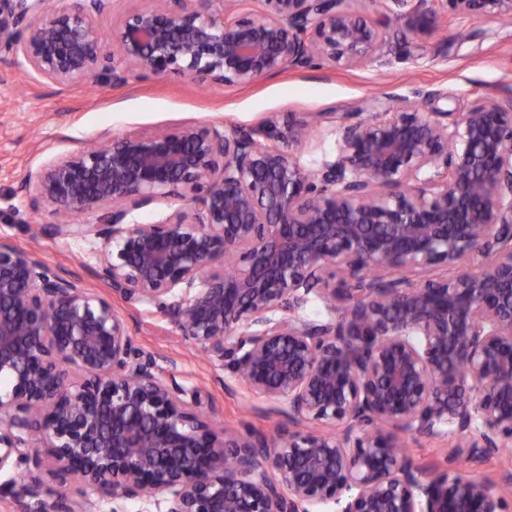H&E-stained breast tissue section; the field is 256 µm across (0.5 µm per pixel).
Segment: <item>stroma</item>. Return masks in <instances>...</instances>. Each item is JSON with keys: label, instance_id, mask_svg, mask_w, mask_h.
<instances>
[{"label": "stroma", "instance_id": "stroma-1", "mask_svg": "<svg viewBox=\"0 0 512 512\" xmlns=\"http://www.w3.org/2000/svg\"><path fill=\"white\" fill-rule=\"evenodd\" d=\"M371 18L384 19L391 62L341 69L329 65L294 68L246 86L200 85L170 74L160 79L129 78L113 86L90 83L66 89L35 82L0 62V241L34 251L62 275L98 287L96 240L52 239L40 232L47 212H34L17 187L36 172L53 143L56 152L88 147L104 132L122 136L183 124L243 125L275 112L383 111L386 98H409L420 107L464 112L482 97L512 96V17L478 22L441 19L434 35L414 38L401 8L387 9L367 0ZM132 336L143 349L159 355L160 364L178 382L198 390L205 411L226 429L274 435L288 424L285 404L250 392L228 369L210 362L182 340L176 328L153 309L122 308ZM416 465L499 476L498 460L457 457L449 442L427 437L405 440Z\"/></svg>", "mask_w": 512, "mask_h": 512}]
</instances>
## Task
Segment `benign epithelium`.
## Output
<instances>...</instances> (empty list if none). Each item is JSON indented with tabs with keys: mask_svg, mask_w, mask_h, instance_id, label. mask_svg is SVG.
<instances>
[{
	"mask_svg": "<svg viewBox=\"0 0 512 512\" xmlns=\"http://www.w3.org/2000/svg\"><path fill=\"white\" fill-rule=\"evenodd\" d=\"M0 0V60L60 88L132 75L248 85L315 62H382L383 29L351 0ZM484 22L512 0H437ZM417 37L439 14L404 13ZM315 113L338 151L301 161L312 123L186 125L52 155L18 191L42 233L102 241L112 298L0 243V472L20 512H90L88 494L163 512H506L498 479L413 464L404 438L490 458L512 442V98L466 112ZM171 196L160 223L133 213ZM98 213L95 224L75 220ZM316 296L337 314L302 316ZM151 307L290 428L232 432L137 346L112 306ZM60 490L43 489L39 456ZM83 490L68 492L73 479Z\"/></svg>",
	"mask_w": 512,
	"mask_h": 512,
	"instance_id": "7a95c632",
	"label": "benign epithelium"
}]
</instances>
